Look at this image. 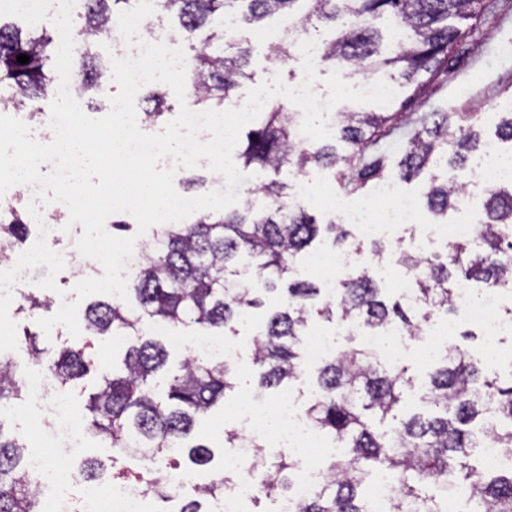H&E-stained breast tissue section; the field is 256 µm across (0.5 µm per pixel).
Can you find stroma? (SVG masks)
<instances>
[{"instance_id": "35a3bbf8", "label": "stroma", "mask_w": 512, "mask_h": 512, "mask_svg": "<svg viewBox=\"0 0 512 512\" xmlns=\"http://www.w3.org/2000/svg\"><path fill=\"white\" fill-rule=\"evenodd\" d=\"M223 26L236 41L251 44L253 48L250 59L252 77L240 86L239 95H246L248 89L277 74L288 85L298 79L301 63L297 57L293 56L282 62L270 61L264 34H259L255 29L232 18L224 19ZM505 41H512V0H483L480 16L473 20L468 37L449 55L447 69L429 78L418 97H411L406 87H398L395 99L387 106L388 111L396 113L397 119L382 136L378 152L384 158V165L389 173L388 180L394 184L399 194L418 198L424 190V178L406 182L395 173L397 163L404 154L408 139L421 115L428 112L473 114L482 139L487 142L494 141L495 126L502 112L512 108V56L498 52L499 44ZM277 177L291 187L295 186L297 179H304L310 192L306 207L321 223L332 217L324 204L326 192L335 191L337 201L357 205L370 201L374 196L373 186L356 189L345 185L330 169L313 168L301 176L293 170L285 169ZM25 292L40 299V306H14L10 308L9 314L18 330L37 335L45 358H55L61 348L74 345L75 340L60 326L52 334H43L38 324L39 319L53 315L58 306L54 303L45 304L47 290L31 284L26 287ZM265 301V307L257 310L250 322L238 325L237 334L231 339L236 348L237 381L234 388L226 391L223 409L215 410L196 423L195 431L199 440L215 445V454L219 457L224 454L223 449L217 446L219 436L237 426L234 417L226 415V408L239 406L256 390L258 368L252 363L251 338L263 327L267 314L277 308L279 298L270 294ZM448 341L464 347L486 376L504 377L508 368L512 367V338L491 344L475 324L463 322L449 336ZM126 349V343L120 342L113 344L112 348L96 350L97 362L89 374L71 384V415L81 425H88L90 420L84 409L89 394L99 389L105 376L121 369ZM10 405L14 414L0 424V429L20 436L29 449L35 450L42 445L52 447L53 458H67L77 468L82 467L86 459H98L104 465L103 478L107 481L114 474L134 465L128 456L98 443L96 436L90 432L86 433L80 447L53 448L52 437L39 425L27 395L12 399Z\"/></svg>"}]
</instances>
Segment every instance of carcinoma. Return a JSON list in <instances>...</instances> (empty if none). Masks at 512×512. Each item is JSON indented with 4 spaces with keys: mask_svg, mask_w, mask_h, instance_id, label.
<instances>
[{
    "mask_svg": "<svg viewBox=\"0 0 512 512\" xmlns=\"http://www.w3.org/2000/svg\"><path fill=\"white\" fill-rule=\"evenodd\" d=\"M247 4L241 21L265 28L274 13L300 7L298 26L304 32L330 27L333 37L323 41L321 62L332 63L352 74L384 71L413 87L419 95L420 77L448 68V51L466 35L461 21L478 17L482 0H157L164 11L176 15L181 31L192 34L217 16L238 13ZM132 0H86L84 22L73 30L79 50L77 87L85 94L103 76L91 51L95 40L112 33L122 11ZM391 17L401 40L384 50L382 34L375 27L380 17ZM224 35L213 34L199 46H191L186 60L190 79L186 99L196 107L221 110L233 101L241 82L252 77L246 71L251 47L231 45L214 51ZM55 38L46 29L28 32L0 23V82L15 87L9 102L42 114V101L52 82L48 65ZM293 42L283 39L268 47V59L291 56ZM29 56L21 64L17 57ZM144 116L156 120L166 110L164 96L144 98ZM394 112H340V139L347 153L328 141H311L299 133L298 113L281 102L268 106L251 122L245 147L235 157L244 168L251 166L280 173L292 165L304 173L311 167L339 171L361 188L385 177L380 162L365 164L362 153L393 122ZM486 145L471 124L451 120L447 112H433L410 139L398 163L399 178L411 181L438 161L461 170L482 153ZM287 185L272 180L259 188L265 204L246 201L239 210L219 216L207 214L191 224H160L144 249V259L133 279L137 307L107 297L92 302L85 311L84 336L54 359H44L35 336L26 343L34 363L60 384L83 378L93 366L89 350L111 336L135 337L127 349L123 370L104 378L99 391L89 395L86 409L90 429L111 448H124L137 440L153 449L161 460L172 452L187 455L190 463L204 465L213 458L206 444L193 438L196 418L205 416L234 387L230 359L213 363L205 357L184 362L173 375L165 394L155 393L151 381L168 359L165 344L147 333L146 322L164 327L194 324L207 330L237 333L236 326L249 319L265 301L252 287V277L264 282V291L281 295L277 310L252 339V360L260 368L261 390L278 389L299 378L304 337L314 317L331 323L355 319L379 330L392 323L404 325L412 335L437 313L453 315V288L462 280L503 287L512 282V185H493L485 193L478 248L458 240L448 247L445 259L421 257L400 248L393 261L414 274L418 304L409 306L397 298L388 301L374 269L358 267L331 293L322 284L294 277V261L320 236L342 245L351 239L346 225L331 220L319 224L304 205L289 203ZM462 185L429 174L423 193L424 206L437 218L461 203ZM29 225L18 209L0 211V258L17 253ZM401 366L386 367L379 355L362 345L344 350L317 368L316 398L307 416L326 436L339 442L345 453L326 466V480L296 512H368L364 487L376 474L390 477L396 486L393 512H441L439 493L452 480L471 486L468 512H512V472L485 474L473 455L470 426L496 414V443L512 448V381L500 385L481 377L466 352L451 347L442 364L430 374L421 401L430 413L398 418L408 380ZM24 379L8 362L0 361V401L20 395ZM26 447L0 427V512H46L40 493L24 467ZM148 479L150 490L161 500L172 493L162 471ZM181 493L180 512H208L206 504L223 482ZM294 461L288 450L279 451L265 464L259 479L269 490L289 488Z\"/></svg>",
    "mask_w": 512,
    "mask_h": 512,
    "instance_id": "1",
    "label": "carcinoma"
}]
</instances>
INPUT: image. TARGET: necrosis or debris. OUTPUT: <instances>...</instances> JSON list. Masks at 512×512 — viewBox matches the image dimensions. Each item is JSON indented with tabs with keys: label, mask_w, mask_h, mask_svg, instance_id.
<instances>
[{
	"label": "necrosis or debris",
	"mask_w": 512,
	"mask_h": 512,
	"mask_svg": "<svg viewBox=\"0 0 512 512\" xmlns=\"http://www.w3.org/2000/svg\"><path fill=\"white\" fill-rule=\"evenodd\" d=\"M495 182H512V156L498 155L496 164H488L484 157L475 158L463 183L462 204L470 206L474 189L488 188ZM378 198L382 205L369 210L358 205L342 208L339 221L353 225L364 239L382 241L388 239L393 229L402 224H421L422 232L414 240L416 252L431 255L434 245H449L460 239L473 237V221L453 224H422L418 202L412 197H399L390 184H381ZM361 254L344 245L333 251L318 252L307 256V266L315 271L332 269L327 277L328 287H336L341 276L347 275L362 262ZM473 287L469 283L458 284L455 298L462 307L466 321L482 326L486 335L511 336L512 316L502 317L494 310L500 300L499 290H489L482 301L472 299ZM26 387L36 414L47 429L56 431L61 439L76 445L84 435L76 430L70 420L72 397L61 390L43 370L32 368L25 373ZM243 433L241 447L224 455V472L230 482L224 488L223 498L214 500V512H246L247 502L265 492L257 477L252 440L267 439L275 435L278 447L292 449L297 457V475L289 493L276 498L274 512H295L296 502L319 489L325 482L326 473L317 459L325 451L327 443L320 432L311 427L303 411L287 392H280L269 411L257 412L251 406H242L236 413ZM26 468L39 487L48 489L47 503L51 512H100L111 508L112 512H151L147 483L141 478H126L111 482L105 496H97L89 490L71 468L55 465L44 453L28 455Z\"/></svg>",
	"instance_id": "4bbe7bcc"
}]
</instances>
